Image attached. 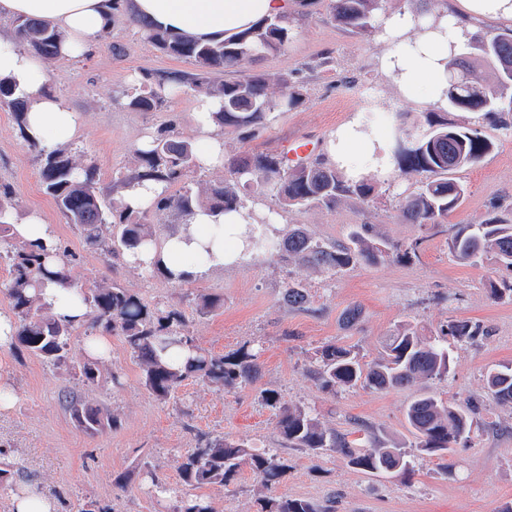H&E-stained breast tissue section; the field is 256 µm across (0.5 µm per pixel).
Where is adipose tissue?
Segmentation results:
<instances>
[{"instance_id":"adipose-tissue-1","label":"adipose tissue","mask_w":512,"mask_h":512,"mask_svg":"<svg viewBox=\"0 0 512 512\" xmlns=\"http://www.w3.org/2000/svg\"><path fill=\"white\" fill-rule=\"evenodd\" d=\"M454 12L425 16L409 10L388 13L381 20L383 38L389 47L379 68L401 96L447 109L448 59L466 41L472 24L481 20L512 21V0H458ZM292 0H134V11L154 24L198 40L218 43L259 21L287 15ZM116 15L113 0H0V17L38 19L61 35L58 60L86 58L111 29ZM0 80L24 100L26 136L53 150L77 143L83 116L63 97L48 89L49 75L43 60L21 46L16 35L0 29ZM219 109L213 97L201 98L196 106L195 128L202 167L224 163V135L212 114ZM330 159L348 179L361 180L374 174L387 176L394 166L391 141L377 126L363 123L354 113L332 133L327 147ZM259 204H250L222 214L198 209L187 216L176 233L156 246L127 256V263L147 273L163 274L172 284L207 276L213 270L236 266L251 255L253 229L267 220ZM17 241L44 246L51 270L62 267L55 251L58 245L53 225L36 211L11 214ZM43 300L59 319L79 325L88 308L78 289L48 284Z\"/></svg>"}]
</instances>
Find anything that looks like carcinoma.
<instances>
[{"mask_svg": "<svg viewBox=\"0 0 512 512\" xmlns=\"http://www.w3.org/2000/svg\"><path fill=\"white\" fill-rule=\"evenodd\" d=\"M385 0H329L330 18L353 32L372 27ZM132 23L144 30L147 38L164 53L192 60L198 67L193 83L221 102L215 121L224 133L265 124L275 112H286L297 102L291 95L273 96L268 92L265 74H249L235 81L215 82L211 75L233 69L262 52L283 49L293 38L285 18L266 19L221 43H201L186 34H175L155 27L138 15ZM19 38L39 55L55 58L59 33L48 24L25 19L17 24ZM474 57L453 56L448 61V108L461 112L498 111L501 91L512 86V28L503 29L475 41ZM128 107L152 112L162 104V96L150 90L121 94ZM0 105L15 111L21 119L23 104L13 97L11 87L0 82ZM429 132L418 134L405 112L393 114L396 139L402 146L394 151V164L405 176L417 180L418 188L399 208V217L409 224L436 228L458 207L466 187L455 173L478 164L493 148V143L477 129L457 126L436 119L428 112ZM41 183L57 209L81 234L86 245L105 258L120 259L144 248L154 240L146 211H130L114 201L107 203L101 194L97 168L81 165L65 148L41 152ZM199 167L191 145L177 137L160 133L151 149L135 150L133 167L116 182L125 186L152 179L169 186L180 185L154 203L158 213L189 215L195 209L222 213L247 203L254 189L269 190L280 208L326 207L346 197L367 198L373 186L366 180L352 182L323 156L295 164L284 155L252 153L236 157L229 164L230 178L201 187L189 185ZM17 210L7 190L0 192V261L8 267L5 295L14 313L11 345L20 353L59 367L67 363L70 336L74 326L56 318L40 299L49 282L63 287H78L69 262L64 271L53 272L35 250L17 242L12 225L3 220ZM448 251L459 262L476 264L491 260L512 270V208L506 213H491L477 224H464L447 241ZM254 246L272 256L309 267L336 271L361 262L387 258H411L418 245L405 249L384 240L375 241L355 231L350 244L325 243L301 228L288 231L278 241L261 234ZM496 300H512V280L489 283ZM83 299L91 314V327L123 338L140 361L142 382L155 397L165 400L189 379L232 392L257 381L259 351L240 348L224 355L201 348L177 309L159 310L138 295L114 283H100ZM290 307L301 308L307 293L298 284L288 285L283 294ZM489 335L478 323L452 319L427 333L424 328L406 322L382 344L378 356L369 361L353 347L327 343L315 352L310 373L321 389L334 392L362 387L372 391L420 386L448 372V341L468 343ZM103 376L102 362L86 358L79 365V378L87 386ZM486 388L501 404L512 405V364L496 365L486 374ZM266 404L274 410V427L290 448H300L315 456L339 453L348 463L374 475L396 474L405 479L415 472L413 456L389 448L366 428L362 438H350L325 428L310 408L281 401L271 390L264 391ZM72 414L83 429L94 432L117 424L115 416L80 404L71 406ZM475 412L468 406L448 403L428 391L419 392L405 409V419L421 454L449 453L469 437ZM248 467L261 485L270 491L280 484L287 465L278 449L254 452L244 441L215 438L187 454L181 466V485L193 489L202 486H228L242 467ZM257 512H327L322 506L298 498L266 494L258 498ZM177 512H214L211 502L201 496L183 498Z\"/></svg>", "mask_w": 512, "mask_h": 512, "instance_id": "1", "label": "carcinoma"}]
</instances>
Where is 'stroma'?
Returning <instances> with one entry per match:
<instances>
[{"instance_id": "35a3bbf8", "label": "stroma", "mask_w": 512, "mask_h": 512, "mask_svg": "<svg viewBox=\"0 0 512 512\" xmlns=\"http://www.w3.org/2000/svg\"><path fill=\"white\" fill-rule=\"evenodd\" d=\"M294 32L288 45L224 71L235 80L251 73L270 79L269 91H292L299 101L289 111L270 115L256 131L224 138V155L270 152L289 154L295 141L309 143L312 155L325 153L336 127L354 112L370 107L385 114L408 113L422 121L430 107L397 96L379 71L377 59L387 44L379 28L355 33L328 17V0H306L289 15ZM50 92L66 98L85 118L74 149L81 161L95 164L102 187L118 197L117 172L131 168L134 151L146 132L172 126L180 139L194 141L193 110L200 89L191 80L192 61L169 56L150 43L125 18H116L100 46L81 63L47 60ZM179 84L165 93L154 112H139L118 101L119 92L138 89L144 78ZM493 116L445 111L448 122L479 129L493 143L477 166L459 171L467 193L462 204L437 229L403 223L402 200L416 189L414 179L391 171L373 178L368 200L342 199L335 207L292 208L271 234L289 226L305 227L319 240L345 243L351 231L406 246L419 242L416 257L363 263L336 273L258 252L236 268L212 273L185 285L107 261L87 247L79 233L45 194L40 156L22 139L12 109L0 106V188H10L19 210H40L55 227L62 249L86 286L117 282L151 306L178 309L197 344L215 354L248 346L260 351L258 380L227 393L199 381H185L167 400L156 399L141 381L136 356L121 337L112 339V356L97 385H83L75 370L85 358L89 325L74 328L67 365L52 368L39 359L0 347V383L12 388L15 403L0 414V468L10 470L13 485L26 484L53 499L57 512H175V498L150 492L138 475L143 466L171 486L180 484V466L188 451L224 437L245 440L256 451L281 449L288 472L277 495L308 499L329 512H506L512 508V408L495 402L485 388L489 367L512 363V301L493 299L489 281L512 278V271L485 261L456 262L448 253L449 234L487 214L512 207V88ZM305 288L308 302L293 309L283 301L288 284ZM219 297L210 313L197 311L195 296ZM359 307L356 323L345 322ZM451 319H467L490 330L489 336L455 345L448 374L429 381L426 391L444 401L478 407L465 444L448 455L416 457L411 481L373 477L341 455L316 457L283 447L273 412L262 390L278 392L289 404L314 409L325 427L347 433L364 424L380 440L410 449L415 439L404 411L415 392H375L360 387L330 392L311 376L316 350L327 342L355 347L372 360L380 344L399 325L412 321L432 330ZM111 412L117 427L88 432L71 413L72 403ZM134 477L117 487L115 474ZM260 482L242 469L228 487L207 486L199 493L214 512H257Z\"/></svg>"}]
</instances>
